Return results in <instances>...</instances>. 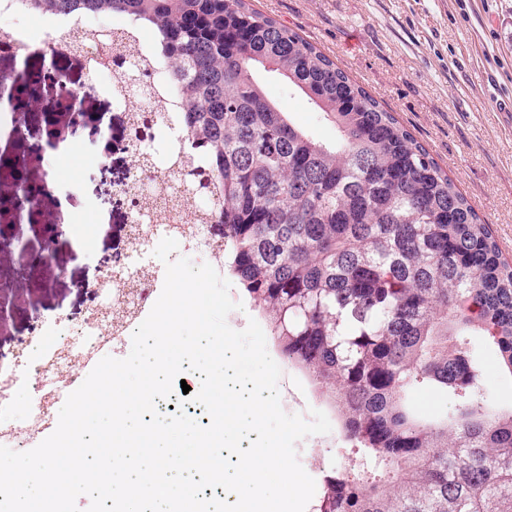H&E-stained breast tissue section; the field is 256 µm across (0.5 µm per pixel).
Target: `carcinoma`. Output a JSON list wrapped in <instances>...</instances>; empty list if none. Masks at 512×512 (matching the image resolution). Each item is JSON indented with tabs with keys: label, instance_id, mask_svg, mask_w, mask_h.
Instances as JSON below:
<instances>
[{
	"label": "carcinoma",
	"instance_id": "obj_1",
	"mask_svg": "<svg viewBox=\"0 0 512 512\" xmlns=\"http://www.w3.org/2000/svg\"><path fill=\"white\" fill-rule=\"evenodd\" d=\"M28 2L155 31L184 112L178 141L129 143L134 168L171 171L140 194L190 201L221 227L224 274L356 447L315 512H512V407L488 400L479 350L512 378V263L397 118L249 0ZM257 67L304 93L336 140L282 112ZM121 69L115 100L157 109L141 61ZM419 388L452 410L418 411L407 394Z\"/></svg>",
	"mask_w": 512,
	"mask_h": 512
}]
</instances>
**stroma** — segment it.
Segmentation results:
<instances>
[{
  "mask_svg": "<svg viewBox=\"0 0 512 512\" xmlns=\"http://www.w3.org/2000/svg\"><path fill=\"white\" fill-rule=\"evenodd\" d=\"M335 60L426 148L487 221L503 258L512 262V0H251ZM73 83L92 85L83 105L102 121L89 144L76 141L71 173L51 188L53 202L78 207L79 223L58 240L42 285L19 284L12 313L0 321V355L11 357L40 327L83 320L102 258L129 250L126 191L131 157L126 109L105 78L90 79L77 62ZM269 96L324 140L335 129L277 78ZM113 198H106L105 189Z\"/></svg>",
  "mask_w": 512,
  "mask_h": 512,
  "instance_id": "stroma-1",
  "label": "stroma"
}]
</instances>
